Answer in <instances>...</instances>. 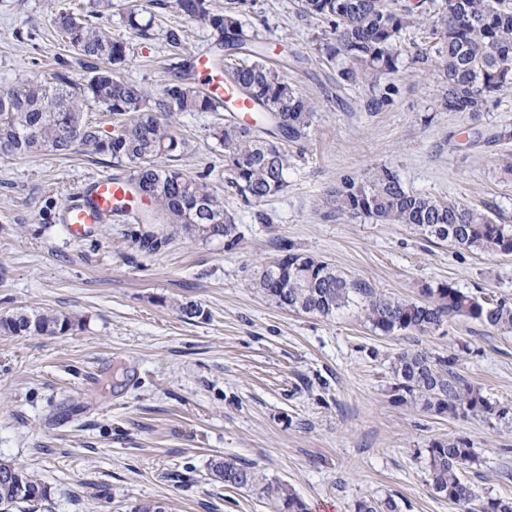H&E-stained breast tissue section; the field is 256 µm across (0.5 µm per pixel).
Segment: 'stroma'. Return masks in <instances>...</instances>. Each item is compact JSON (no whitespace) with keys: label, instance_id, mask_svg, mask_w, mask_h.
<instances>
[{"label":"stroma","instance_id":"stroma-1","mask_svg":"<svg viewBox=\"0 0 512 512\" xmlns=\"http://www.w3.org/2000/svg\"><path fill=\"white\" fill-rule=\"evenodd\" d=\"M69 2L0 0V88L62 65L85 73L51 25ZM82 2L132 43L120 77L159 90L165 32L184 22L172 0L152 7L146 39L126 24L129 0ZM240 21L286 64L315 115L287 148L285 189L260 203L226 183L224 149L210 135L223 113L174 117L189 144L175 165L206 175L235 239L182 231L146 254L120 220L74 237L59 220L63 204L96 177L129 176L131 165L81 145L0 157V317L23 308L77 322L63 335H0V459L46 486L39 512H127L138 500L170 512H272L258 493L214 480L215 458L288 483L310 512L390 498L400 512H466L435 493L426 453L433 440L464 438L475 459L462 474L476 495L512 498V415L452 417L417 397L394 402L392 371L406 349L452 352L475 388L510 407L512 333L457 317L433 333L384 336L361 300L322 317L278 308L251 286L285 239L380 294L416 300L448 281L512 297V254L461 249L330 202L344 178L387 165L410 192L512 225V92L476 116L445 110L441 72L416 60L435 49L430 20L404 32L398 72L344 88L338 63L316 51L326 23L300 16L297 0H254ZM181 301L203 316L179 315Z\"/></svg>","mask_w":512,"mask_h":512}]
</instances>
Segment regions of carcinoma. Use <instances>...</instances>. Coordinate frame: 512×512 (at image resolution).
Listing matches in <instances>:
<instances>
[{
  "mask_svg": "<svg viewBox=\"0 0 512 512\" xmlns=\"http://www.w3.org/2000/svg\"><path fill=\"white\" fill-rule=\"evenodd\" d=\"M154 0H132L127 24L136 35L148 36L146 18ZM252 0H229L222 11L206 0H174L188 22L211 28L216 47L228 59L249 61L224 65L227 75L255 103L256 115L245 121L235 115L217 126L212 136L224 147L227 184L247 200L260 203L286 187L290 155L268 140L280 136L300 141L311 125L314 106L299 94L277 69L264 60V48L244 31L239 20ZM306 17L328 24L331 37L317 46L329 62L344 60L340 83L372 81L398 69V47L406 29L424 22V15L403 0H299ZM54 26L64 42L91 63L75 79L64 70L45 81L37 76L0 89V155L36 151L63 152L79 144L135 169L132 181L138 193L150 199L137 224L135 241L155 251L182 229L203 239L234 238L237 225L224 210V200L207 183L184 174L157 157L175 159L188 143L177 137L169 119L181 112H217L221 102L188 82L194 61L184 55L185 29L167 30L166 42L176 62L174 74L157 92L120 79L114 68L132 61L131 43L112 38L87 16L61 11ZM436 56L423 54L446 83L444 106L450 112H480L492 95L512 89V6L505 0H444L433 29ZM99 105L119 117V130L101 133L85 114ZM336 209L365 216L377 224H407L429 238L463 248L512 253V228L488 215L455 202L438 201L405 190L397 172L384 166L364 181L345 178L336 190ZM254 280L252 287L284 310L327 317L359 296L372 329L386 336L404 332L428 333L455 317H466L501 333L512 332V298L488 300L449 282L421 288L423 301L402 300L376 293L361 281L349 280L329 263L296 251L288 242ZM75 321L52 312L20 310L0 317V334H64ZM455 354H435L423 348L400 352L393 363L400 395L424 399L439 414H481L505 419L509 409L485 397L457 370ZM433 489L467 512H512V499L477 500L461 476V467L473 459L471 443L463 438L437 439L427 448ZM212 473L224 486L259 490L273 512H308L305 502L281 482H268L254 468L233 461L212 463ZM46 488L22 467L0 462V512L22 504L33 510L46 498Z\"/></svg>",
  "mask_w": 512,
  "mask_h": 512,
  "instance_id": "obj_1",
  "label": "carcinoma"
}]
</instances>
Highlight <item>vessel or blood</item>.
<instances>
[{
	"mask_svg": "<svg viewBox=\"0 0 512 512\" xmlns=\"http://www.w3.org/2000/svg\"><path fill=\"white\" fill-rule=\"evenodd\" d=\"M196 70L202 79L206 94L211 98L224 102L233 111L250 113L253 110L251 101L240 96L222 74L216 73L207 56H199ZM127 205L129 211H136L139 201L130 182L120 177L101 176L93 179L77 194L72 207L62 214V223L71 226L76 234H83L95 224L111 221L119 205Z\"/></svg>",
	"mask_w": 512,
	"mask_h": 512,
	"instance_id": "b4317fda",
	"label": "vessel or blood"
}]
</instances>
